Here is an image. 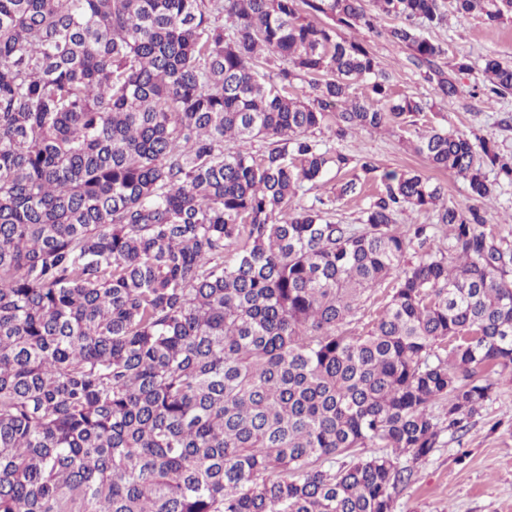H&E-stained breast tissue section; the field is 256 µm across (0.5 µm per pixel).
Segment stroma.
Wrapping results in <instances>:
<instances>
[{"label":"stroma","instance_id":"35a3bbf8","mask_svg":"<svg viewBox=\"0 0 512 512\" xmlns=\"http://www.w3.org/2000/svg\"><path fill=\"white\" fill-rule=\"evenodd\" d=\"M426 37L439 41L449 54L469 55L472 69L460 75L462 94L454 99L434 98L430 86L409 60V52L384 36L366 34L365 39L383 70L391 76L396 94L430 101L432 107L418 116L415 124L396 133L359 131L336 140L330 130L318 132L326 146L358 157L370 156L379 169L414 168L438 183L451 204H465L469 197L466 181L448 171H437L410 148L417 133L436 127L449 132L475 131L493 138L502 151L512 154V127L501 120L512 116V94L502 97L470 96V86L480 78L483 59L493 55L512 63V24L491 25L482 18L454 21L443 27H424ZM356 169L344 177L327 175L312 189L300 190L297 207L311 205L315 198L332 201L336 222L357 224L368 197L338 199L342 178H354ZM399 462L412 466L410 482L400 488L393 512H512V374L498 376L492 397L464 434L444 431L438 448L420 462L400 456Z\"/></svg>","mask_w":512,"mask_h":512}]
</instances>
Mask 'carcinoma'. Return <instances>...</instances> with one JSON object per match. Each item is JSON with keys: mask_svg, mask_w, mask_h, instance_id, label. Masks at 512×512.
Returning <instances> with one entry per match:
<instances>
[{"mask_svg": "<svg viewBox=\"0 0 512 512\" xmlns=\"http://www.w3.org/2000/svg\"><path fill=\"white\" fill-rule=\"evenodd\" d=\"M363 2L0 0V512H392L399 457L440 444L432 405L461 431L512 370L493 141L411 143L464 206L416 170L383 172L359 224L290 206L352 162L315 131L428 108L339 29L400 20L386 35L445 100L470 66L419 26L512 22V0ZM481 73L512 92V65ZM430 209L450 242L407 263L431 225L399 216ZM355 448L386 452L324 467ZM386 286L387 284H384L381 287L375 288V290L370 293V298L362 300L356 314L351 318V324L344 325L342 327L343 331L355 334H362L366 331V326L371 319V315L373 316L374 311L387 292Z\"/></svg>", "mask_w": 512, "mask_h": 512, "instance_id": "cac0c4a2", "label": "carcinoma"}]
</instances>
